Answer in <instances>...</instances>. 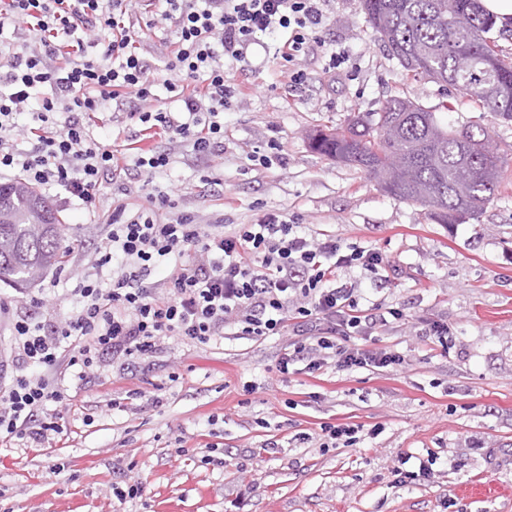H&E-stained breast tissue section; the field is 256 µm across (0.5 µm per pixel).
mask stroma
I'll list each match as a JSON object with an SVG mask.
<instances>
[{"mask_svg": "<svg viewBox=\"0 0 512 512\" xmlns=\"http://www.w3.org/2000/svg\"><path fill=\"white\" fill-rule=\"evenodd\" d=\"M142 23L138 42L153 65V93L178 111L163 85L165 40L172 21L156 16L153 0H132ZM324 45L301 66L309 81L288 91L285 69L267 35L246 61L225 63L231 82L256 93L224 111V163L213 168L176 140L161 141L173 156L160 185L178 188L177 206L199 223L223 216L250 224L259 208L283 212L312 232H329L379 250L378 273L353 269L364 313L403 309V321L351 346L389 348L405 361L394 371L347 374L328 365L311 377L278 371L292 333L267 338L232 336L197 345L164 339L145 362L104 356L86 380L67 381L68 433L38 447L0 439V506L9 512H113V486L141 482L142 497L126 512H512V180L475 220L436 223L423 206L386 194L364 171L312 150L308 136L345 128L357 115L380 111L407 95L433 107L454 101L444 115L455 127L487 128L491 145L512 169V120L480 112L469 97L435 82L408 83L369 26L360 0H329ZM154 28H147V21ZM346 52L344 73L323 72L329 54ZM278 140L284 164L251 166L247 156ZM219 174L221 195L201 176ZM62 221V278L57 286L18 290L0 283L13 301L90 271L104 232L91 214L60 190L49 192ZM448 326L447 346L431 343L425 325ZM254 391H246V384ZM142 390L124 409H110L114 393ZM93 424H84V417ZM324 422L363 426L359 443L324 448ZM277 442L276 451L263 446ZM216 445L223 465L205 463ZM433 460L428 476L409 482L403 471ZM61 473H53V466Z\"/></svg>", "mask_w": 512, "mask_h": 512, "instance_id": "obj_1", "label": "stroma"}]
</instances>
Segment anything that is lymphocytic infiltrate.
I'll return each instance as SVG.
<instances>
[{"label":"lymphocytic infiltrate","mask_w":512,"mask_h":512,"mask_svg":"<svg viewBox=\"0 0 512 512\" xmlns=\"http://www.w3.org/2000/svg\"><path fill=\"white\" fill-rule=\"evenodd\" d=\"M123 2L0 0V30L12 24L34 36L33 47L0 71V174L62 189L92 213L105 180L117 179L121 195L91 272L67 293L71 314L12 318L17 354L11 383L0 391V438L39 446L63 434L59 377L84 378L107 353L141 363L169 336L206 345L227 334L257 338L290 329L284 374L297 362L307 375L320 374L331 357L346 373L402 365L400 353L348 345L404 317L396 308L361 313L356 283L338 281L356 268L378 271L380 252L308 235L277 210L231 230L220 217L198 223L193 213H174L173 187L152 180L171 165L169 152L130 153L90 132L94 114L130 98L126 118L139 135L186 142L202 159L223 157L224 110L242 95L225 78V61H245L261 36L281 34L276 54L288 65L289 88L300 89L307 81L300 62L320 41L326 0H161L162 19L176 22L165 64L175 77L165 88L181 102L177 112L153 104L152 66L134 45ZM42 86L50 96L18 125ZM134 194L145 202L132 210L126 199Z\"/></svg>","instance_id":"1"}]
</instances>
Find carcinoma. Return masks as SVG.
<instances>
[{
    "instance_id": "cac0c4a2",
    "label": "carcinoma",
    "mask_w": 512,
    "mask_h": 512,
    "mask_svg": "<svg viewBox=\"0 0 512 512\" xmlns=\"http://www.w3.org/2000/svg\"><path fill=\"white\" fill-rule=\"evenodd\" d=\"M373 30L413 80L450 86L478 108L512 120V57L488 40L496 25L477 0H362ZM476 65L456 67L458 48ZM488 133L458 130L439 113L402 98L324 133L314 148L375 178L389 195L431 210L439 224L478 219L499 193L505 155L483 150ZM60 222L29 186L0 184V282L28 285L61 263Z\"/></svg>"
}]
</instances>
